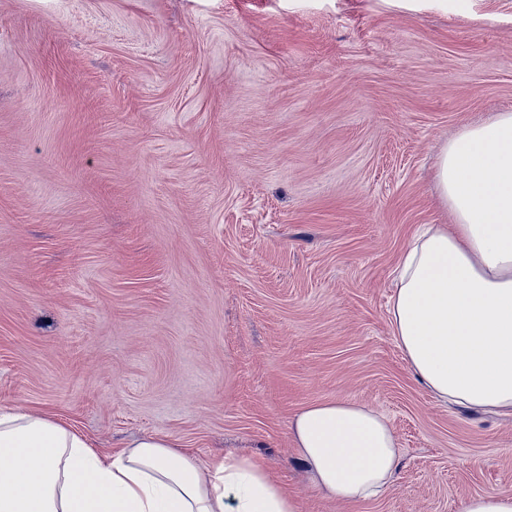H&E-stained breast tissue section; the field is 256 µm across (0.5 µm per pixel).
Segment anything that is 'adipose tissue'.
Returning <instances> with one entry per match:
<instances>
[{"instance_id": "adipose-tissue-1", "label": "adipose tissue", "mask_w": 512, "mask_h": 512, "mask_svg": "<svg viewBox=\"0 0 512 512\" xmlns=\"http://www.w3.org/2000/svg\"><path fill=\"white\" fill-rule=\"evenodd\" d=\"M435 182L449 221L406 244L389 306L392 334L433 398L512 413V112L462 126ZM314 485L378 499L398 459L388 419L348 399L315 402L291 424ZM0 512H299L259 460H200L170 437L104 455L55 418L0 409Z\"/></svg>"}]
</instances>
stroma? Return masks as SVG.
Listing matches in <instances>:
<instances>
[{"label":"stroma","mask_w":512,"mask_h":512,"mask_svg":"<svg viewBox=\"0 0 512 512\" xmlns=\"http://www.w3.org/2000/svg\"><path fill=\"white\" fill-rule=\"evenodd\" d=\"M506 110L512 0H0V407L261 457L300 512L512 492V416L435 401L388 317L440 146ZM336 398L395 431L378 500L296 454Z\"/></svg>","instance_id":"1"}]
</instances>
